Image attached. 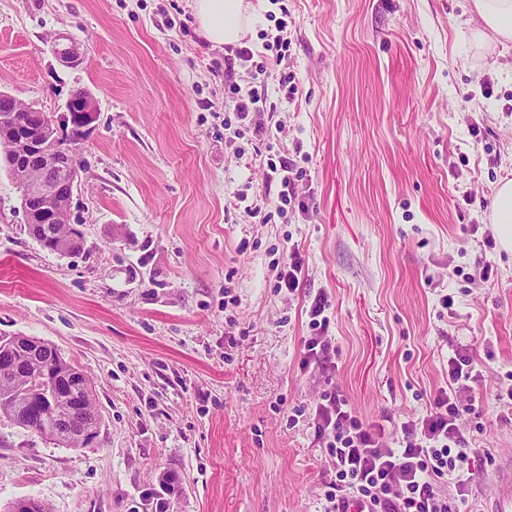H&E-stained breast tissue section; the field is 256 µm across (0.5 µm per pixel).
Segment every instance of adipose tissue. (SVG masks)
<instances>
[{"label":"adipose tissue","instance_id":"ef3b65f1","mask_svg":"<svg viewBox=\"0 0 512 512\" xmlns=\"http://www.w3.org/2000/svg\"><path fill=\"white\" fill-rule=\"evenodd\" d=\"M194 15L204 36L214 45H236L251 32V15L244 0H194ZM481 21L472 33L476 45L512 42V0H472Z\"/></svg>","mask_w":512,"mask_h":512}]
</instances>
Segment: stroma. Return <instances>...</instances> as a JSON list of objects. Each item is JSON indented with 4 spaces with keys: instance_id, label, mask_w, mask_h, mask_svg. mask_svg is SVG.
<instances>
[{
    "instance_id": "obj_1",
    "label": "stroma",
    "mask_w": 512,
    "mask_h": 512,
    "mask_svg": "<svg viewBox=\"0 0 512 512\" xmlns=\"http://www.w3.org/2000/svg\"><path fill=\"white\" fill-rule=\"evenodd\" d=\"M249 2L254 59L229 73L193 0H0V90L60 113L82 89L98 107L71 199L79 252L36 242L0 163V336L57 348L101 415L81 448L0 418V512H154L166 479L167 512H320L323 394L370 423L417 418L460 349L482 373L460 398L478 450L467 512L512 453V253L489 219L512 178V43L474 45L470 0ZM283 29L291 100L255 69ZM61 34L79 64L55 56ZM261 83L267 138L225 109L230 86ZM272 156L303 174L284 215ZM293 247L303 283L276 291ZM319 293L333 365L304 370Z\"/></svg>"
}]
</instances>
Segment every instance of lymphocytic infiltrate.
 I'll list each match as a JSON object with an SVG mask.
<instances>
[{
  "label": "lymphocytic infiltrate",
  "instance_id": "1",
  "mask_svg": "<svg viewBox=\"0 0 512 512\" xmlns=\"http://www.w3.org/2000/svg\"><path fill=\"white\" fill-rule=\"evenodd\" d=\"M330 306L323 294L309 305L312 334L304 341L301 367L328 360ZM473 371L468 353L449 357L448 384L429 411L401 422L393 433L363 422L343 395L325 394L312 418L334 472L323 491L324 512H351L357 505L365 512H460L457 500L467 492L474 450L457 423L459 393ZM448 482L456 496L443 492Z\"/></svg>",
  "mask_w": 512,
  "mask_h": 512
}]
</instances>
